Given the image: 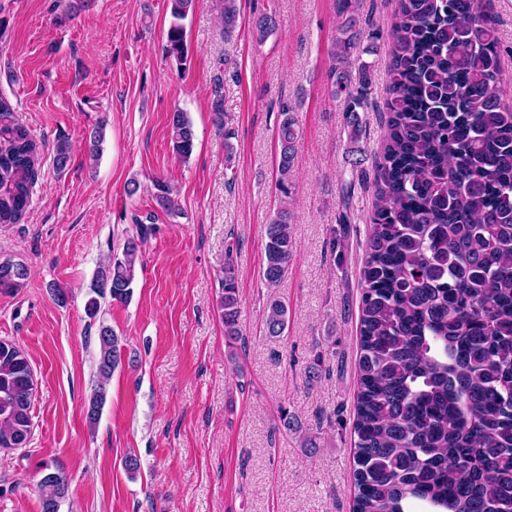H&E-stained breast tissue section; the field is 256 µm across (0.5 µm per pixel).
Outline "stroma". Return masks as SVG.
<instances>
[{"label": "stroma", "mask_w": 512, "mask_h": 512, "mask_svg": "<svg viewBox=\"0 0 512 512\" xmlns=\"http://www.w3.org/2000/svg\"><path fill=\"white\" fill-rule=\"evenodd\" d=\"M352 8L364 22L352 58L371 74L355 143L326 80L343 21L337 0H241L229 39L212 0H195L182 67L164 50L168 0H0V94L45 144L24 219L0 225V263L29 270L22 288L0 291V339L24 351L36 385L29 444L0 450V512H41L47 465L68 482L59 512H352L360 269L395 4L352 0ZM263 11L278 26L259 45L249 27ZM218 78L229 141L211 110ZM285 104L300 127L294 254L269 289L262 268L280 206L276 128ZM178 109L196 132L187 159L170 143ZM99 125L93 162L84 139ZM61 139L71 153L60 171ZM158 177L174 188L178 212L157 205ZM138 221L154 232L133 294L106 301L100 321L90 320L93 278ZM229 260L243 333L233 344L217 305ZM56 286L68 293L65 305L53 299ZM271 295L288 307L279 337L265 328ZM103 323L121 338L124 359L92 425L84 404ZM131 454L141 462L133 475L124 466Z\"/></svg>", "instance_id": "1"}]
</instances>
